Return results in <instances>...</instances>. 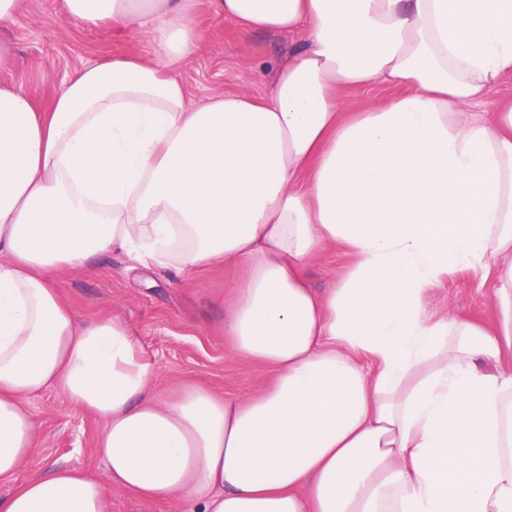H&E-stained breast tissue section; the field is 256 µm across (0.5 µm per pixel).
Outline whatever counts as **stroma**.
<instances>
[{
  "label": "stroma",
  "mask_w": 512,
  "mask_h": 512,
  "mask_svg": "<svg viewBox=\"0 0 512 512\" xmlns=\"http://www.w3.org/2000/svg\"><path fill=\"white\" fill-rule=\"evenodd\" d=\"M194 16L208 37V48L171 65L146 43L67 17L63 0H18L13 25L0 30V45L11 53L10 66L0 70V87L21 88L42 105L78 69L141 57L176 76L195 103L227 91L267 96L268 73L287 56L298 35L240 31L211 11L208 0H195ZM351 263L340 248H326L310 264L308 282L324 288ZM242 275V268L220 264L183 271L137 267L126 253L116 252L92 269L57 270L53 278L79 316L112 318L127 327L154 364L161 395L203 384L237 398L256 392L272 377L269 367L238 355L219 327ZM493 288V280L456 271L430 292L426 312L433 318L451 314L494 323ZM28 409L38 424V441L17 481L55 465L103 474L104 463L96 453L98 419L72 409L55 389L30 398Z\"/></svg>",
  "instance_id": "obj_1"
}]
</instances>
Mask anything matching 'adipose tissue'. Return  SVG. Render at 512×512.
I'll list each match as a JSON object with an SVG mask.
<instances>
[{
	"instance_id": "1",
	"label": "adipose tissue",
	"mask_w": 512,
	"mask_h": 512,
	"mask_svg": "<svg viewBox=\"0 0 512 512\" xmlns=\"http://www.w3.org/2000/svg\"><path fill=\"white\" fill-rule=\"evenodd\" d=\"M82 23L203 52L193 0H64ZM247 31H303L267 97L197 105L139 59L78 72L46 108L0 87V481L48 389L102 423L105 477L57 467L0 512H112V485L190 512H512V0H210ZM404 95L344 115L338 92ZM336 246L354 264L310 288ZM115 251L245 273L221 327L270 366L246 398L155 394L119 322L80 320L49 278ZM467 269L495 327L426 315ZM505 98H512V73L504 75L480 100L468 106L467 111L492 121L500 102Z\"/></svg>"
}]
</instances>
